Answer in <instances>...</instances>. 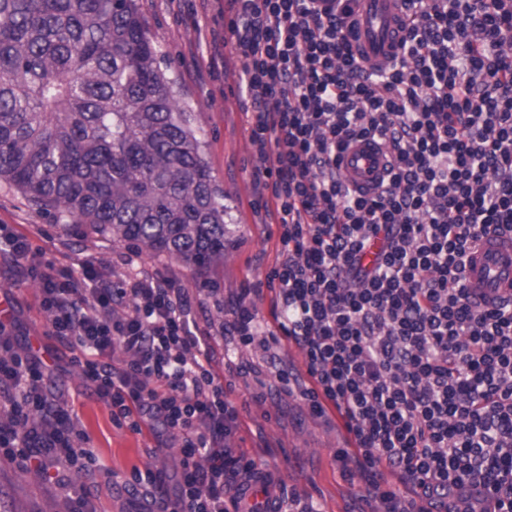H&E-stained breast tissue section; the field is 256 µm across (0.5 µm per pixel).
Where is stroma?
<instances>
[{"mask_svg":"<svg viewBox=\"0 0 512 512\" xmlns=\"http://www.w3.org/2000/svg\"><path fill=\"white\" fill-rule=\"evenodd\" d=\"M138 4L157 47L159 65L175 81L201 130L205 158L238 226L223 264L209 272L196 273L180 261L146 252L141 255L142 265L170 272L190 297L196 323L210 333L214 369L223 374L228 398L239 412L235 442L265 463L277 483L276 493H298L315 512H357L355 489L334 459L337 449L347 445L340 416L330 411L317 418L299 397L274 396L278 381L269 354L242 346L222 332L224 312L217 303L241 288L261 289L262 316L270 318L267 274L276 262L278 244L269 235V225L263 224L262 212L253 211L245 195L256 160L245 115L224 109V97L230 92L224 70L236 62L223 60L213 42L214 36L224 33L216 0H138ZM1 224L23 236L40 261L33 270L26 261L0 254V303L8 302L13 319L6 331L15 337L19 352H33L51 365L43 387L64 402L85 436V447L94 452L96 465L73 470L62 487L43 481L37 470H22L1 460L0 506L5 512H67L69 499L82 494L96 512H122L125 500L113 494L114 483L131 480L137 469L174 470L180 458L173 451H156L150 433L137 434L113 421L111 407L83 385L71 363L74 350L46 333L40 276L89 259L98 271L125 277L128 268L121 257L130 245L64 227L31 207L14 187L0 182ZM243 366L248 374H240Z\"/></svg>","mask_w":512,"mask_h":512,"instance_id":"1","label":"stroma"}]
</instances>
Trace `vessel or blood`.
<instances>
[{
    "instance_id": "1",
    "label": "vessel or blood",
    "mask_w": 512,
    "mask_h": 512,
    "mask_svg": "<svg viewBox=\"0 0 512 512\" xmlns=\"http://www.w3.org/2000/svg\"><path fill=\"white\" fill-rule=\"evenodd\" d=\"M355 23L348 33L357 55L381 64L399 53L406 35L402 0H358ZM389 159L371 140H357L340 156L344 177L370 186L383 175ZM465 284L475 296L512 297V234L491 232L473 246L466 258Z\"/></svg>"
}]
</instances>
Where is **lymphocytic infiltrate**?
<instances>
[{"mask_svg": "<svg viewBox=\"0 0 512 512\" xmlns=\"http://www.w3.org/2000/svg\"><path fill=\"white\" fill-rule=\"evenodd\" d=\"M352 0H223L231 79L259 160L251 188L279 253L268 274L275 327L241 289L224 333L263 350L290 343L304 377L280 389L314 415L335 410L354 446L343 475L364 478L386 512H512V304L487 306L465 258L512 231V0H405L407 36L385 66L356 57ZM393 157L373 190L344 181L358 139ZM49 333L80 348L85 383L114 420L177 450L172 473H136L131 512H241L261 463L231 438L239 415L211 367L183 289L159 269L114 283L84 261L45 275ZM0 322V457L60 484L88 451L41 365ZM122 352V366L108 356ZM56 448V464L40 459ZM402 488H383L384 474ZM490 493H469L473 483Z\"/></svg>", "mask_w": 512, "mask_h": 512, "instance_id": "obj_1", "label": "lymphocytic infiltrate"}]
</instances>
